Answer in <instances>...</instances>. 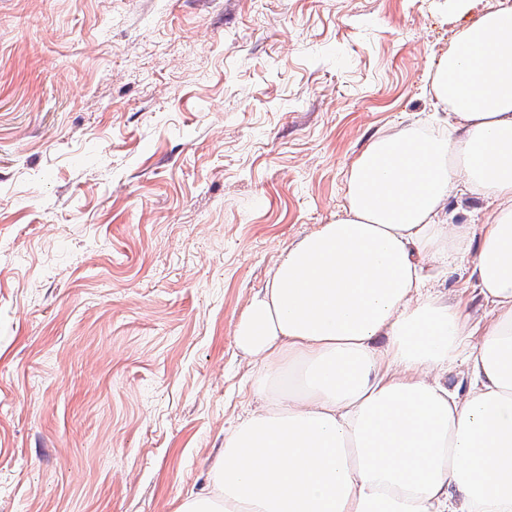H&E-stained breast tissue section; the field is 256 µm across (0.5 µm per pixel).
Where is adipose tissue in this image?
<instances>
[{
	"label": "adipose tissue",
	"mask_w": 512,
	"mask_h": 512,
	"mask_svg": "<svg viewBox=\"0 0 512 512\" xmlns=\"http://www.w3.org/2000/svg\"><path fill=\"white\" fill-rule=\"evenodd\" d=\"M424 93L447 129L373 137L335 221L242 316L256 392L288 390L225 435L178 512H512V6L457 30ZM453 194L493 206L478 250L445 217ZM467 259L491 307L479 330L422 273ZM459 363L462 396L439 380Z\"/></svg>",
	"instance_id": "obj_1"
}]
</instances>
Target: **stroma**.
Returning a JSON list of instances; mask_svg holds the SVG:
<instances>
[{
  "instance_id": "obj_1",
  "label": "stroma",
  "mask_w": 512,
  "mask_h": 512,
  "mask_svg": "<svg viewBox=\"0 0 512 512\" xmlns=\"http://www.w3.org/2000/svg\"><path fill=\"white\" fill-rule=\"evenodd\" d=\"M496 3L0 0V512L207 485L261 404L249 302ZM434 286L488 318L468 263Z\"/></svg>"
}]
</instances>
